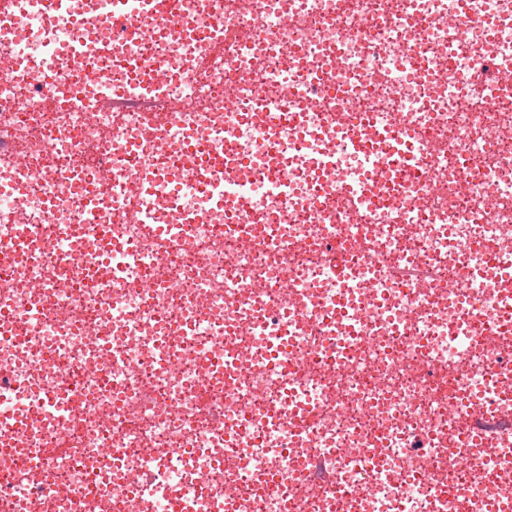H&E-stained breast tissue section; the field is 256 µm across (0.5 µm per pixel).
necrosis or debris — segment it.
Instances as JSON below:
<instances>
[{
	"instance_id": "necrosis-or-debris-1",
	"label": "necrosis or debris",
	"mask_w": 512,
	"mask_h": 512,
	"mask_svg": "<svg viewBox=\"0 0 512 512\" xmlns=\"http://www.w3.org/2000/svg\"><path fill=\"white\" fill-rule=\"evenodd\" d=\"M108 5L0 11V512H512V0Z\"/></svg>"
}]
</instances>
